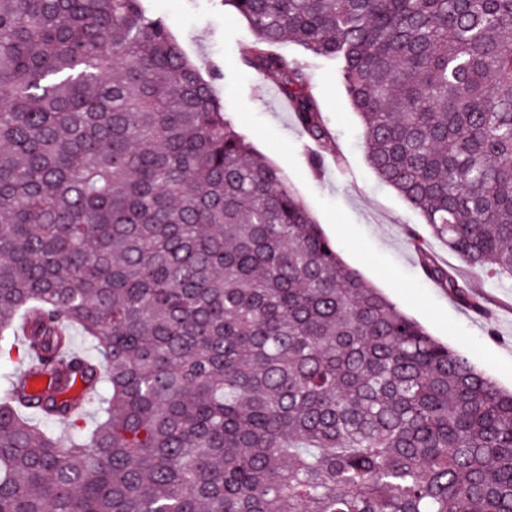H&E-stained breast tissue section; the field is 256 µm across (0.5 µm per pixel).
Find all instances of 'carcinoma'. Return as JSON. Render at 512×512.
<instances>
[{
    "instance_id": "carcinoma-1",
    "label": "carcinoma",
    "mask_w": 512,
    "mask_h": 512,
    "mask_svg": "<svg viewBox=\"0 0 512 512\" xmlns=\"http://www.w3.org/2000/svg\"><path fill=\"white\" fill-rule=\"evenodd\" d=\"M224 4L310 142L287 41L430 233L512 280V0ZM2 367L0 512H512V392L343 261L144 0H0Z\"/></svg>"
}]
</instances>
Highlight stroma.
I'll return each instance as SVG.
<instances>
[{
	"label": "stroma",
	"instance_id": "35a3bbf8",
	"mask_svg": "<svg viewBox=\"0 0 512 512\" xmlns=\"http://www.w3.org/2000/svg\"><path fill=\"white\" fill-rule=\"evenodd\" d=\"M144 4L166 18L237 130L287 174L341 258L432 336L463 353L502 389H512V281L468 268L395 190L378 181L362 147L361 121L334 66L316 61L310 73L344 166L328 162L315 170L276 81L241 64L253 37L233 8L224 0ZM423 248L485 295L492 320L465 309L423 275L418 263Z\"/></svg>",
	"mask_w": 512,
	"mask_h": 512
}]
</instances>
